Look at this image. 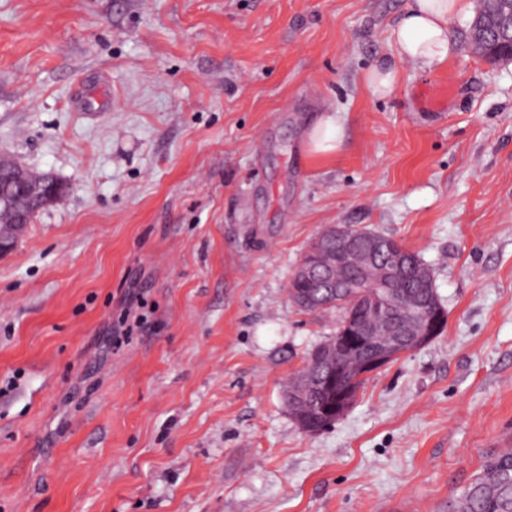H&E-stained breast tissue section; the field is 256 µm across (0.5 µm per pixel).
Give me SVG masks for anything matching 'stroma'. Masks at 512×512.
I'll return each mask as SVG.
<instances>
[{
	"label": "stroma",
	"instance_id": "stroma-1",
	"mask_svg": "<svg viewBox=\"0 0 512 512\" xmlns=\"http://www.w3.org/2000/svg\"><path fill=\"white\" fill-rule=\"evenodd\" d=\"M408 2L0 0V156L67 186L0 258V512H448L512 448V62L466 13L372 96ZM332 224L418 252L448 318L312 435L283 390L339 314L287 286ZM399 71L390 64L384 63L373 66L364 75V82L373 96L384 97L389 95L397 85ZM342 128L336 119L325 117L318 120L309 135V148L314 155H332L342 146Z\"/></svg>",
	"mask_w": 512,
	"mask_h": 512
}]
</instances>
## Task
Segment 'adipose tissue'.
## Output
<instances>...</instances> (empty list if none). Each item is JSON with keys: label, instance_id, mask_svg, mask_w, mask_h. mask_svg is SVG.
<instances>
[{"label": "adipose tissue", "instance_id": "1", "mask_svg": "<svg viewBox=\"0 0 512 512\" xmlns=\"http://www.w3.org/2000/svg\"><path fill=\"white\" fill-rule=\"evenodd\" d=\"M470 7V0H409L392 31L396 59L425 66L447 62L454 50L449 23Z\"/></svg>", "mask_w": 512, "mask_h": 512}]
</instances>
